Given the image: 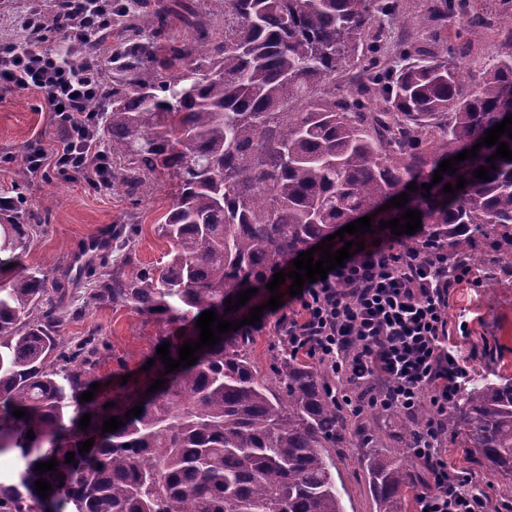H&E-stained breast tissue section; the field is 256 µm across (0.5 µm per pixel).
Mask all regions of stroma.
<instances>
[{
	"label": "stroma",
	"mask_w": 512,
	"mask_h": 512,
	"mask_svg": "<svg viewBox=\"0 0 512 512\" xmlns=\"http://www.w3.org/2000/svg\"><path fill=\"white\" fill-rule=\"evenodd\" d=\"M426 0H399L401 12L413 17L419 45L433 47L442 41L449 48L471 42L469 56L460 58L463 69L492 66L498 56L499 39L492 33H470L457 12H449L442 25H434L426 16ZM61 132L46 104L44 93L34 90H0V195L21 190L32 208L46 207L42 228L27 248L28 265L49 275L69 264L74 252L85 240L97 237L112 224H133L138 228L136 261L125 269L132 276L161 262L169 243L155 231L161 217L170 208L173 197L168 182L152 181L148 192L129 198L124 187L111 183L95 188L80 180L62 177L53 169L30 170L26 162L35 150L52 152ZM493 290L462 285L454 291L449 308L452 325H463L454 333L464 353L470 356L473 374L512 377V275L498 272ZM75 304L83 312L66 322L62 335L73 341L96 337L100 344V362L96 375L120 382L147 358L163 330L162 324L121 304L99 307L88 303L85 289L73 291ZM275 315H266L253 329L252 357L261 376H271L274 357L281 346L275 329ZM350 434L347 448L336 456V485L344 512H375L367 475L362 464L364 448L360 442L361 416L345 413ZM443 457L449 465L470 471L475 476L473 489L487 502L503 505L512 501V479L502 477L470 449L462 447L453 433H444Z\"/></svg>",
	"instance_id": "35a3bbf8"
}]
</instances>
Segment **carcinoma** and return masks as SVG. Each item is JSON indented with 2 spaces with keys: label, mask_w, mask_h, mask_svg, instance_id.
Instances as JSON below:
<instances>
[{
  "label": "carcinoma",
  "mask_w": 512,
  "mask_h": 512,
  "mask_svg": "<svg viewBox=\"0 0 512 512\" xmlns=\"http://www.w3.org/2000/svg\"><path fill=\"white\" fill-rule=\"evenodd\" d=\"M457 8L473 33L501 30L499 59L476 78L457 63L470 43L451 54L421 47L407 16H398L397 40L380 26L366 41L377 16H397V0L112 5L123 23L120 46L112 49L108 27L77 48L108 60L89 108L127 196L154 175L173 181L174 202L156 225L170 250L158 267L129 278L135 228L114 224L73 281L98 304L164 323L157 344L171 343L176 360L179 346L198 340L202 312L243 319L280 267L363 215L388 221L416 209L470 264L484 263L472 249L480 235L493 241L495 263L512 268V161L487 162L497 146H482L458 171L442 173L430 197L421 195L442 161L512 113V9L485 17L469 0ZM172 15L190 35L173 33L162 44ZM338 74L349 80L340 95L330 86ZM376 95L374 112L368 102ZM481 166L491 179L474 177ZM460 176L464 189L443 192ZM412 181L417 191L405 206L378 211ZM13 198L0 211V459L17 466L0 481V512H42L48 501L56 512H343L332 468L336 449L347 445L345 426L315 365L285 345L274 377L261 378L242 326L169 374L154 353L149 370L112 391L109 379L91 374L96 338L63 341L70 284L26 264L42 215L21 192ZM249 288L258 292L225 312L224 300ZM160 377L164 388L145 394ZM94 383V399L79 400ZM137 405L140 416L125 418ZM17 409L25 416L13 415ZM86 413L90 425L81 430ZM111 416L124 425L104 433ZM430 416L420 406L402 442ZM445 423L512 479V380L474 382ZM89 438L94 445L80 453ZM53 458L57 470H35ZM364 464L376 512H400L412 480L403 454L370 447ZM39 478L52 485L46 499L34 486Z\"/></svg>",
  "instance_id": "obj_1"
}]
</instances>
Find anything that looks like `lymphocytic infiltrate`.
Instances as JSON below:
<instances>
[{
  "mask_svg": "<svg viewBox=\"0 0 512 512\" xmlns=\"http://www.w3.org/2000/svg\"><path fill=\"white\" fill-rule=\"evenodd\" d=\"M69 27L39 34L38 46L19 52L29 40L21 18L10 36L0 35V86L43 91L63 131L55 168L95 187L111 182L107 158L98 148L96 122L88 103L96 96L100 63L72 65L49 49L52 41L77 43L83 33L107 27L111 0H60ZM365 248L288 296L276 321L279 335L298 355L316 358L337 378L341 408L352 407L346 386L373 383V404L385 412L413 415L428 405L433 417L418 432L412 452L428 472L418 512H485V500L468 489L467 471L448 466L441 455V418L471 381L467 357L450 340L448 308L455 288L481 287L470 266L451 259L447 246L422 232L403 235L384 229L363 237Z\"/></svg>",
  "mask_w": 512,
  "mask_h": 512,
  "instance_id": "f902f5d3",
  "label": "lymphocytic infiltrate"
}]
</instances>
